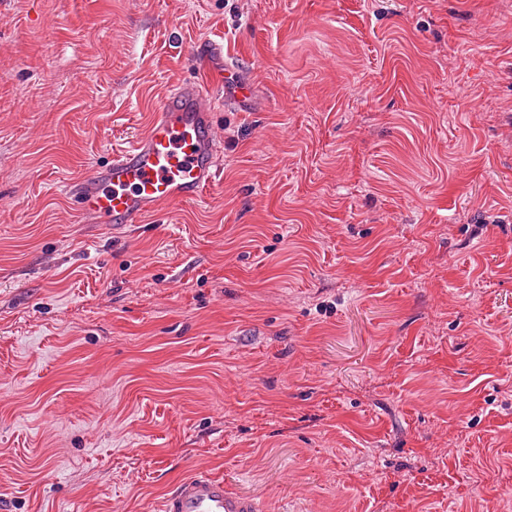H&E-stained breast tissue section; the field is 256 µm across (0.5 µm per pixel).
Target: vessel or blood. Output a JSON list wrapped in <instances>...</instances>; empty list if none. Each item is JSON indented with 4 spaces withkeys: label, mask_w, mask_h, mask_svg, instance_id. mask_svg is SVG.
<instances>
[{
    "label": "vessel or blood",
    "mask_w": 512,
    "mask_h": 512,
    "mask_svg": "<svg viewBox=\"0 0 512 512\" xmlns=\"http://www.w3.org/2000/svg\"><path fill=\"white\" fill-rule=\"evenodd\" d=\"M201 99L197 82L173 85L142 136L70 183L68 192L84 222L125 230L145 223L162 205L198 202L216 185L222 151L213 113ZM159 512H263V507L226 491L223 479L201 470L181 481Z\"/></svg>",
    "instance_id": "obj_1"
}]
</instances>
